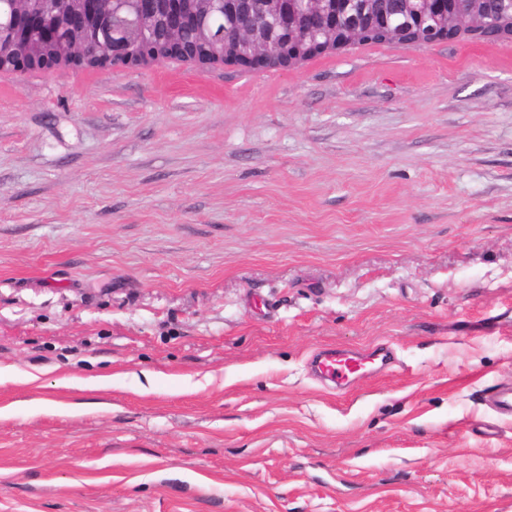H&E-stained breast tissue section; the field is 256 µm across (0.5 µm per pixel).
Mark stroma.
<instances>
[{"instance_id":"1","label":"stroma","mask_w":512,"mask_h":512,"mask_svg":"<svg viewBox=\"0 0 512 512\" xmlns=\"http://www.w3.org/2000/svg\"><path fill=\"white\" fill-rule=\"evenodd\" d=\"M0 366V512H512V38L1 69ZM392 360V351L383 345L363 350L324 347L314 352L311 366L315 375L345 391L383 369Z\"/></svg>"}]
</instances>
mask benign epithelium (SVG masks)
Instances as JSON below:
<instances>
[{
    "instance_id": "7a95c632",
    "label": "benign epithelium",
    "mask_w": 512,
    "mask_h": 512,
    "mask_svg": "<svg viewBox=\"0 0 512 512\" xmlns=\"http://www.w3.org/2000/svg\"><path fill=\"white\" fill-rule=\"evenodd\" d=\"M9 11L6 20H0V69L5 68L6 56L18 54L14 59L19 69L50 67L61 63L112 67L114 65L138 66L160 63L168 58L179 57L199 63L224 62L242 67L265 66L288 67L299 62L296 53L274 55L269 51L275 40V28L266 24L267 15L275 17L280 26L288 30L289 41L298 35L304 39L314 36L320 39L315 44L319 51L336 50V16L351 0H309L298 12L289 9L288 0H206L207 11L218 12L229 19L233 36L243 47L241 55L223 54L214 59L198 56L195 44L184 41L183 31L194 29L198 33L206 28V17L192 10L194 19H188L181 8L183 0H60L79 6L75 12L65 14L56 10H42L29 7L33 0H5ZM417 15L448 16L453 13L457 27L443 31V39L451 40L461 36L475 40L497 38L484 31L492 22L465 10V0H417ZM173 17L168 26L169 36L163 52L150 45L143 53H134L128 44V33L132 29L148 36L160 14ZM81 15L83 22L90 24V38L73 46L64 55L53 53L61 42V24ZM381 29L399 38L410 32L393 26L388 13L373 10L363 11L351 17L349 27L344 30L342 47L351 46L352 41L363 36L368 29Z\"/></svg>"
}]
</instances>
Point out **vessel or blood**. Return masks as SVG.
Wrapping results in <instances>:
<instances>
[{"label": "vessel or blood", "mask_w": 512, "mask_h": 512, "mask_svg": "<svg viewBox=\"0 0 512 512\" xmlns=\"http://www.w3.org/2000/svg\"><path fill=\"white\" fill-rule=\"evenodd\" d=\"M391 360V350L382 345L368 350L324 347L314 352L311 366L319 379L344 391L383 369Z\"/></svg>", "instance_id": "1"}]
</instances>
